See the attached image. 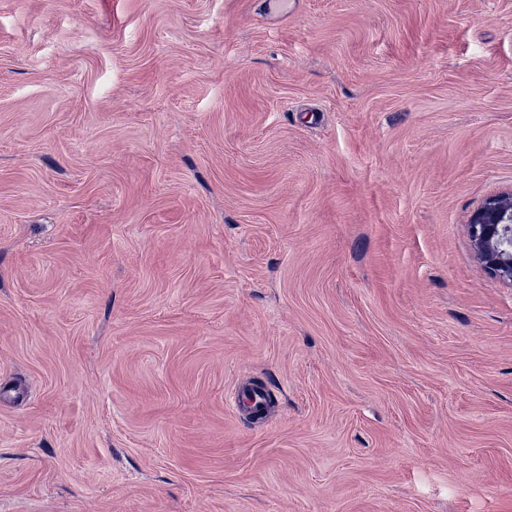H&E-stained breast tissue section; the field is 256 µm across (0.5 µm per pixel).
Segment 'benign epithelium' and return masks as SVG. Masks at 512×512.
Masks as SVG:
<instances>
[{"mask_svg":"<svg viewBox=\"0 0 512 512\" xmlns=\"http://www.w3.org/2000/svg\"><path fill=\"white\" fill-rule=\"evenodd\" d=\"M468 228L486 272L491 278L512 285V196L487 198Z\"/></svg>","mask_w":512,"mask_h":512,"instance_id":"1","label":"benign epithelium"}]
</instances>
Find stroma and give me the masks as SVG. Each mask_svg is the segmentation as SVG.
Instances as JSON below:
<instances>
[{"label": "stroma", "mask_w": 512, "mask_h": 512, "mask_svg": "<svg viewBox=\"0 0 512 512\" xmlns=\"http://www.w3.org/2000/svg\"><path fill=\"white\" fill-rule=\"evenodd\" d=\"M510 193L512 0H0V512H512ZM468 228L486 272L494 280L512 285V196L487 198Z\"/></svg>", "instance_id": "1"}]
</instances>
